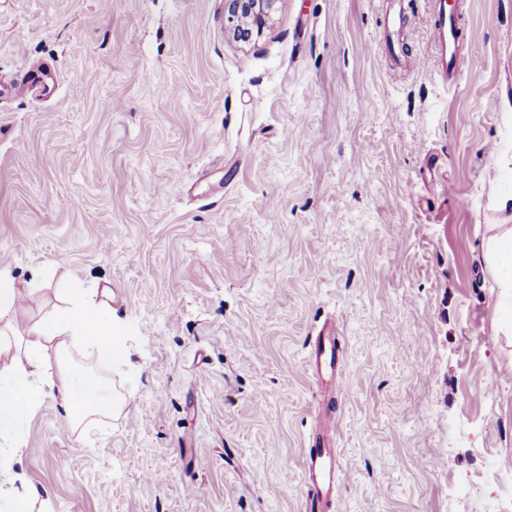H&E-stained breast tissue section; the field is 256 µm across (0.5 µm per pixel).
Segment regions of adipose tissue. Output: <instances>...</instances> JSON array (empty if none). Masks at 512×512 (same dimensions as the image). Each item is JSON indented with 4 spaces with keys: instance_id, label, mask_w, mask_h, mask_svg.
Returning <instances> with one entry per match:
<instances>
[{
    "instance_id": "obj_1",
    "label": "adipose tissue",
    "mask_w": 512,
    "mask_h": 512,
    "mask_svg": "<svg viewBox=\"0 0 512 512\" xmlns=\"http://www.w3.org/2000/svg\"><path fill=\"white\" fill-rule=\"evenodd\" d=\"M485 257L500 290L501 331L512 335V227H501L485 243ZM51 291L54 309L35 321L19 322L17 299L21 290ZM77 349L103 366L122 356L118 323L109 288H89L69 271L53 267L32 277L26 285L0 272V436L9 435L35 411L44 395L58 400L70 429L101 424L124 412L138 390L135 378L109 389L105 378L72 368L58 379L46 377L48 351L63 355Z\"/></svg>"
}]
</instances>
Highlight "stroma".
<instances>
[{"label":"stroma","instance_id":"stroma-1","mask_svg":"<svg viewBox=\"0 0 512 512\" xmlns=\"http://www.w3.org/2000/svg\"><path fill=\"white\" fill-rule=\"evenodd\" d=\"M461 74L388 55L386 0H0V269L112 291L133 402L69 430L44 396L0 482L51 512H512V336L483 243L512 225V0H459ZM393 39L431 58L425 0ZM26 79L31 94L8 84ZM467 206H459L458 197ZM336 326L344 387L308 356ZM278 2V0H225L228 27L233 30L239 40L248 41L254 29L256 34L261 32ZM248 24L252 27H246ZM336 432L337 422L333 417L309 437L303 460L306 486L309 488L305 498V512H325L329 502V492L339 469L336 448H333ZM10 506L8 512H26L36 502L41 504L43 510L50 508V496L44 488L32 484L21 483V489H15L6 499Z\"/></svg>","mask_w":512,"mask_h":512}]
</instances>
